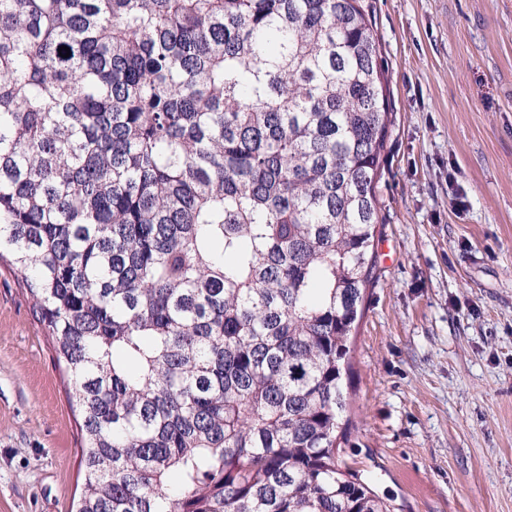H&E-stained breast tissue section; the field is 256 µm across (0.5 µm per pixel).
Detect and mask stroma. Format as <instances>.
I'll return each mask as SVG.
<instances>
[{"label":"stroma","instance_id":"obj_1","mask_svg":"<svg viewBox=\"0 0 512 512\" xmlns=\"http://www.w3.org/2000/svg\"><path fill=\"white\" fill-rule=\"evenodd\" d=\"M395 125L342 454L398 512H512V0H364ZM0 266V512H73L80 416Z\"/></svg>","mask_w":512,"mask_h":512}]
</instances>
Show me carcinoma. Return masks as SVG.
Returning a JSON list of instances; mask_svg holds the SVG:
<instances>
[{
	"mask_svg": "<svg viewBox=\"0 0 512 512\" xmlns=\"http://www.w3.org/2000/svg\"><path fill=\"white\" fill-rule=\"evenodd\" d=\"M390 82L362 0H0V261L77 512H395L338 455Z\"/></svg>",
	"mask_w": 512,
	"mask_h": 512,
	"instance_id": "cac0c4a2",
	"label": "carcinoma"
}]
</instances>
